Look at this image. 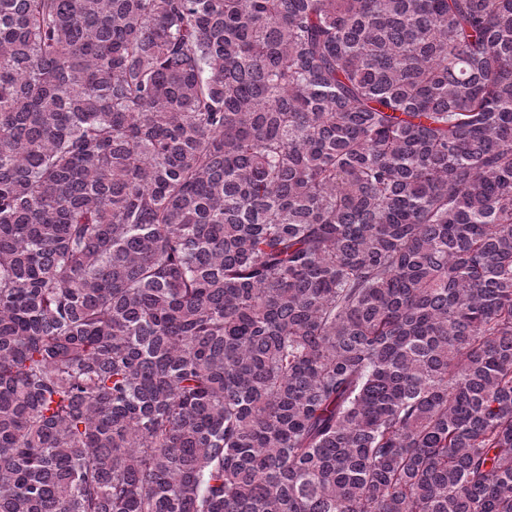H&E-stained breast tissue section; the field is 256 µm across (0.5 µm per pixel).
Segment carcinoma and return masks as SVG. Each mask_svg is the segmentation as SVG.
<instances>
[{
	"mask_svg": "<svg viewBox=\"0 0 512 512\" xmlns=\"http://www.w3.org/2000/svg\"><path fill=\"white\" fill-rule=\"evenodd\" d=\"M0 512H512V0H0Z\"/></svg>",
	"mask_w": 512,
	"mask_h": 512,
	"instance_id": "1",
	"label": "carcinoma"
}]
</instances>
